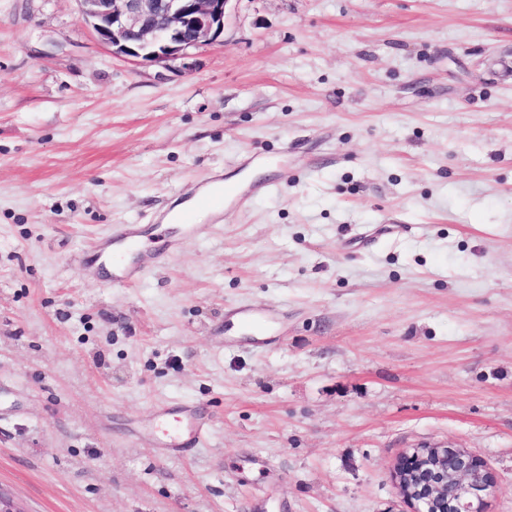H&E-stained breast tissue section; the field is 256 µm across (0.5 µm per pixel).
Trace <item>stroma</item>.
Listing matches in <instances>:
<instances>
[{
	"label": "stroma",
	"instance_id": "35a3bbf8",
	"mask_svg": "<svg viewBox=\"0 0 512 512\" xmlns=\"http://www.w3.org/2000/svg\"><path fill=\"white\" fill-rule=\"evenodd\" d=\"M260 168L167 251L157 219ZM116 224L162 262L115 287ZM276 314L272 341L227 313ZM202 405L199 448L135 431ZM458 447L512 512V0H231L165 64L0 0V490L24 512H410Z\"/></svg>",
	"mask_w": 512,
	"mask_h": 512
}]
</instances>
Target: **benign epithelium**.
Segmentation results:
<instances>
[{"label":"benign epithelium","instance_id":"obj_1","mask_svg":"<svg viewBox=\"0 0 512 512\" xmlns=\"http://www.w3.org/2000/svg\"><path fill=\"white\" fill-rule=\"evenodd\" d=\"M97 39L112 54L161 63L224 33L231 0H79ZM392 480L411 512H487L491 472L465 448H412Z\"/></svg>","mask_w":512,"mask_h":512}]
</instances>
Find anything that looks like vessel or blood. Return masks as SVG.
I'll return each instance as SVG.
<instances>
[{
	"instance_id": "1",
	"label": "vessel or blood",
	"mask_w": 512,
	"mask_h": 512,
	"mask_svg": "<svg viewBox=\"0 0 512 512\" xmlns=\"http://www.w3.org/2000/svg\"><path fill=\"white\" fill-rule=\"evenodd\" d=\"M244 198L235 186L213 179L195 193L187 207L168 215V226L163 235L168 242L177 238L193 237L197 231L196 215L201 211L223 218L225 205H236ZM97 258L112 267V283L118 287L133 285L152 264L155 255L144 247L137 225H116L110 236L95 249ZM211 430L210 420L200 408L184 407L176 411L155 409L152 417L140 425V431L149 436L162 453L177 455L189 448L201 446Z\"/></svg>"
}]
</instances>
